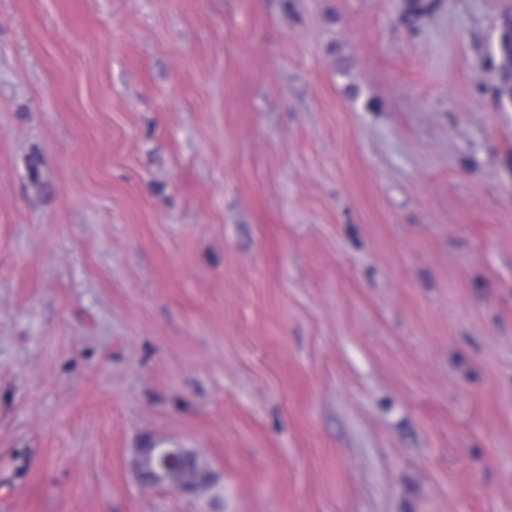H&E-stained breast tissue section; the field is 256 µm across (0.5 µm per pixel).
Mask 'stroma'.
Listing matches in <instances>:
<instances>
[{
	"instance_id": "35a3bbf8",
	"label": "stroma",
	"mask_w": 512,
	"mask_h": 512,
	"mask_svg": "<svg viewBox=\"0 0 512 512\" xmlns=\"http://www.w3.org/2000/svg\"><path fill=\"white\" fill-rule=\"evenodd\" d=\"M414 1L0 0V512H512V0ZM158 458L157 472L148 476V480L156 485H166V477L171 471L178 470L181 465L179 448H156ZM183 451L185 458L184 465L172 481L173 484L182 485H178L174 489L180 492L190 491L192 486L184 483H190L195 488L207 486L209 483L207 482V471H205L199 464L196 454L184 448Z\"/></svg>"
}]
</instances>
